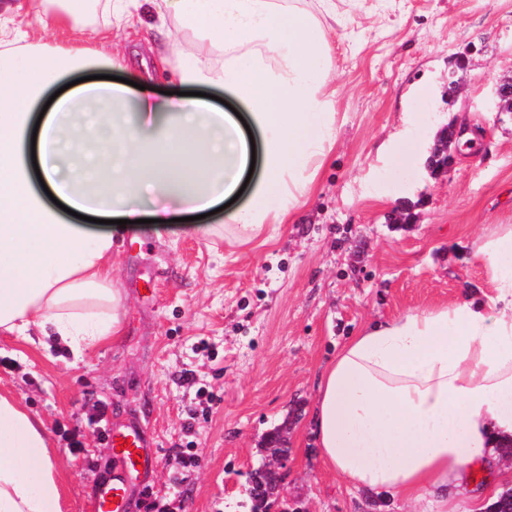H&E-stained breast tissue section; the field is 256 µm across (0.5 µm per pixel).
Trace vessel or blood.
Returning a JSON list of instances; mask_svg holds the SVG:
<instances>
[{
	"mask_svg": "<svg viewBox=\"0 0 512 512\" xmlns=\"http://www.w3.org/2000/svg\"><path fill=\"white\" fill-rule=\"evenodd\" d=\"M145 436V431L138 426L113 429L110 445L117 471L112 478L100 483L94 504L95 512H126L123 475L139 466L149 467L150 462L142 453L146 446Z\"/></svg>",
	"mask_w": 512,
	"mask_h": 512,
	"instance_id": "obj_1",
	"label": "vessel or blood"
}]
</instances>
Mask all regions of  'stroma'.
Instances as JSON below:
<instances>
[{
  "label": "stroma",
  "instance_id": "stroma-1",
  "mask_svg": "<svg viewBox=\"0 0 512 512\" xmlns=\"http://www.w3.org/2000/svg\"><path fill=\"white\" fill-rule=\"evenodd\" d=\"M334 2L336 142L292 221L267 225L264 245L238 243L220 212L206 220L218 237L110 225L122 339L77 361L0 335V387L45 425L62 512H95L107 431L130 424L146 428L156 462L128 480V512H147V489L168 512H253L263 440L283 425L288 465L269 512H423L322 465L311 415L348 336L486 285L472 243L512 224V115L495 96L512 78V0ZM453 120L475 146H451L454 164L435 179L428 146ZM409 206L414 222L394 223ZM186 449L197 467L181 466Z\"/></svg>",
  "mask_w": 512,
  "mask_h": 512
}]
</instances>
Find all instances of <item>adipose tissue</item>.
<instances>
[{
	"label": "adipose tissue",
	"instance_id": "1",
	"mask_svg": "<svg viewBox=\"0 0 512 512\" xmlns=\"http://www.w3.org/2000/svg\"><path fill=\"white\" fill-rule=\"evenodd\" d=\"M44 26L82 30L78 0H36ZM112 24L170 23L194 40L173 65L137 66L118 51L67 41L45 53L0 28V333L74 358L123 334L112 276L113 236L63 218L170 220L206 211L247 188L225 223L258 236L304 205L336 142L334 96L320 67L330 47L315 14L278 0H108ZM221 67L206 66L213 52ZM116 69L45 103L74 72ZM179 87L211 86L244 106L246 121L185 95L162 98L156 69ZM261 136L262 171L243 186L245 126ZM481 295L368 323L322 373L313 413L321 460L348 486L427 502L428 512L483 505L473 476H496L512 446V224L473 252ZM59 463L41 419L0 390V512H61Z\"/></svg>",
	"mask_w": 512,
	"mask_h": 512
}]
</instances>
